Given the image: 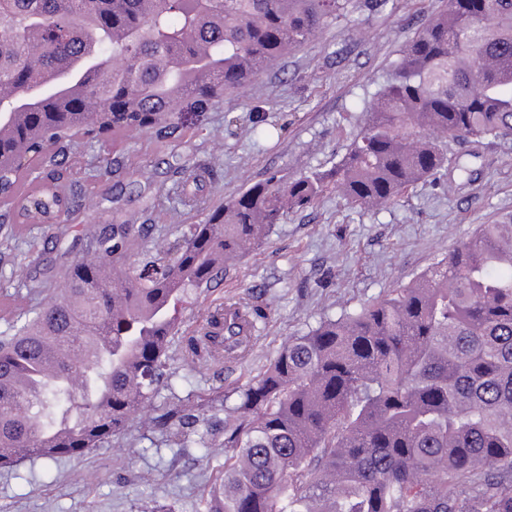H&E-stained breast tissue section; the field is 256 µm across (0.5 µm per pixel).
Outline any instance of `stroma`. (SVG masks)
<instances>
[{"label": "stroma", "instance_id": "35a3bbf8", "mask_svg": "<svg viewBox=\"0 0 512 512\" xmlns=\"http://www.w3.org/2000/svg\"><path fill=\"white\" fill-rule=\"evenodd\" d=\"M444 0H395L394 9L369 11L354 0L346 16L288 52L238 95L204 113H183L178 137L143 133L96 144L102 158L119 161L78 199L66 223L31 228L15 239L0 224V297L26 307L47 301L28 293L13 275L19 255L38 276L58 285L62 269L82 255L89 231L112 220L144 225L145 244L174 240L183 225L205 215L177 208L179 165L206 171L212 207L223 206L251 184L330 168L360 133L372 102L405 44ZM445 166L391 205L360 209L336 192L273 225L260 248L226 262L221 278L188 291L170 354L171 375L130 423L126 435L79 457L55 462L25 458L0 469V512H144L154 500L175 512H206L209 492L224 473V453L189 442L170 445L157 422L178 409L198 419L199 430L224 439L226 413L212 403L259 377L282 343L325 317L407 284L441 259L476 225L512 215V139H448ZM162 208H149L152 198ZM227 302L264 312L249 352L233 370L210 361L181 360L187 336Z\"/></svg>", "mask_w": 512, "mask_h": 512}]
</instances>
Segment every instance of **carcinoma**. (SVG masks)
<instances>
[{
  "instance_id": "carcinoma-1",
  "label": "carcinoma",
  "mask_w": 512,
  "mask_h": 512,
  "mask_svg": "<svg viewBox=\"0 0 512 512\" xmlns=\"http://www.w3.org/2000/svg\"><path fill=\"white\" fill-rule=\"evenodd\" d=\"M350 0H0V224H57L88 191L109 136L180 131ZM512 137V0H448L405 45L364 128L328 170L255 183L221 210L180 173L181 201L207 212L181 238L133 250L135 225L86 241L47 303L15 307L0 367L26 382L0 398V468L57 461L121 437L163 383L185 293L261 245L289 211L334 188L377 208L435 175L444 137ZM93 256L97 263L85 262ZM14 275L44 283L31 263ZM214 314L183 360L228 343ZM78 327L91 354L48 376L55 337ZM224 421V478L208 512H512V216L483 224L411 282L293 336L238 391ZM177 418L182 447L197 420ZM37 428L40 445L28 446Z\"/></svg>"
}]
</instances>
